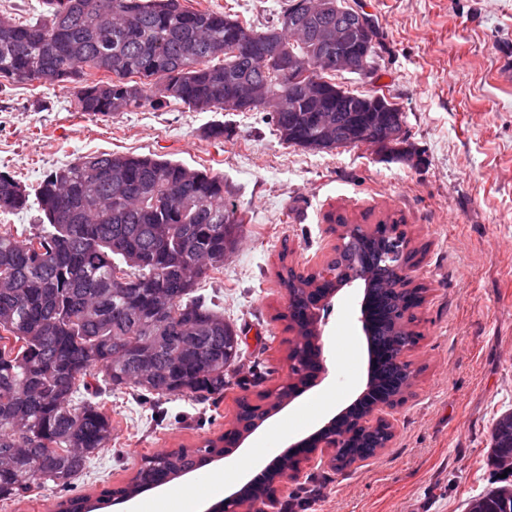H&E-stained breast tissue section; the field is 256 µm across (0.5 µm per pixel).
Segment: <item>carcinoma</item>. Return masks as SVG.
I'll return each instance as SVG.
<instances>
[{"mask_svg":"<svg viewBox=\"0 0 512 512\" xmlns=\"http://www.w3.org/2000/svg\"><path fill=\"white\" fill-rule=\"evenodd\" d=\"M302 0H287L275 24L257 31L226 13L184 7L181 0H42L45 19L22 21L0 13V81L50 80L73 91L78 110L108 117L171 101L195 112H224L225 101L245 82L266 87L276 132L290 146L311 133L313 113L290 111L293 76L288 52L302 50L288 31V15ZM61 36L77 46L63 54ZM310 84L336 97L337 84L319 64ZM42 223L28 232L0 229V455L28 450V461L0 470V500L35 484H65L112 442V417L97 403L78 398L103 383L134 388L148 399L224 391V371L243 353V340L211 299L198 293L208 273L224 266L238 244L242 210L224 200V177L148 155L98 153L48 172L35 190ZM30 208V194L9 172H0V213ZM341 245L328 269L338 279L371 285L376 317L374 345L391 352L413 347L420 333L415 309L421 293L408 291L398 275L417 266L418 250L403 219L368 227L335 218ZM288 289L289 379L279 388L291 396L314 373L316 322L312 308L335 288L321 274L281 266ZM153 336L168 342L156 371L132 376L136 347ZM417 372L393 361L378 370L379 395L397 406ZM269 410L242 400L238 426L200 448H179L145 459L124 487L105 489L98 501L133 498L145 487L165 485L201 468L207 457L236 446L242 431ZM499 449L512 454V413L496 421ZM385 425L361 429L337 449L348 469L357 457L387 447ZM266 484L225 507L264 497ZM473 512H512V500L486 492L472 499Z\"/></svg>","mask_w":512,"mask_h":512,"instance_id":"carcinoma-1","label":"carcinoma"}]
</instances>
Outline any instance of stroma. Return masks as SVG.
<instances>
[{"label":"stroma","instance_id":"obj_1","mask_svg":"<svg viewBox=\"0 0 512 512\" xmlns=\"http://www.w3.org/2000/svg\"><path fill=\"white\" fill-rule=\"evenodd\" d=\"M285 0H185L234 13L262 31ZM376 19L374 77L335 81L380 93L405 115L404 154L363 144L312 152L282 143L267 112H194L179 103L110 117L77 111L72 92L43 80L0 88V171L34 191L56 166L100 152L153 155L224 177L227 200L247 214L235 252L200 284L242 336L222 394L143 401L126 389L97 401L112 442L70 487L54 483L0 512H54L57 501L125 486L145 458L198 448L236 422L238 402L268 407L288 379L292 337L277 273L316 267L333 253L329 214L373 225L403 219L423 248L413 283L422 337L408 358L420 373L390 418L395 437L375 459L335 472L304 468L276 512H466L472 496L502 485L491 463L493 422L512 412V0H344ZM224 124L223 142L203 129ZM363 284L339 290L321 321L324 360L315 387L272 411L241 447L209 465H262L320 427L364 389L367 344L358 320ZM263 383H255L256 372Z\"/></svg>","mask_w":512,"mask_h":512}]
</instances>
